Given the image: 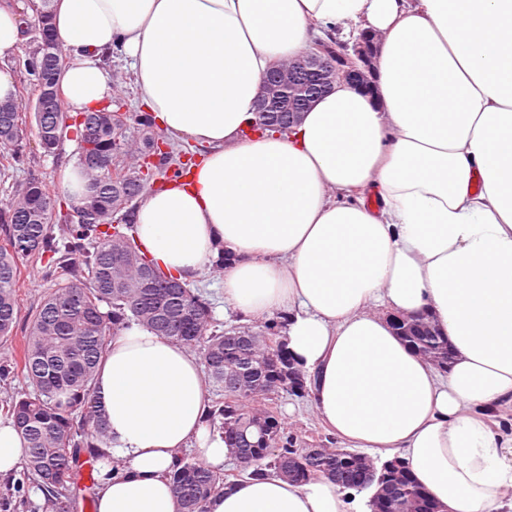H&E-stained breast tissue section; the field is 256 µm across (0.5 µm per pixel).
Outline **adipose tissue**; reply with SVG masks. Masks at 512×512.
<instances>
[{"label": "adipose tissue", "instance_id": "adipose-tissue-1", "mask_svg": "<svg viewBox=\"0 0 512 512\" xmlns=\"http://www.w3.org/2000/svg\"><path fill=\"white\" fill-rule=\"evenodd\" d=\"M21 8L0 0V99L15 90ZM51 15L64 111L111 98L119 51L157 126L205 150L139 204L148 256L187 283L230 256L225 304L287 315V348L342 443L405 460L439 512H512V430L492 425L512 409V0H52ZM366 30L384 35L375 96L339 79L288 131L250 135L272 65ZM422 313L453 352L447 370L390 324ZM93 388L109 426L97 512H179V452L232 462L187 347L131 324ZM24 458L0 415V479ZM206 510L354 512L328 479L276 475Z\"/></svg>", "mask_w": 512, "mask_h": 512}]
</instances>
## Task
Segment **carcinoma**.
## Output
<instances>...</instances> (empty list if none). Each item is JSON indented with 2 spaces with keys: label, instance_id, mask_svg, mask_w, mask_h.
Returning a JSON list of instances; mask_svg holds the SVG:
<instances>
[{
  "label": "carcinoma",
  "instance_id": "carcinoma-1",
  "mask_svg": "<svg viewBox=\"0 0 512 512\" xmlns=\"http://www.w3.org/2000/svg\"><path fill=\"white\" fill-rule=\"evenodd\" d=\"M50 0L38 6L25 2L20 11L36 8L43 26L34 32L24 60L17 97L0 100L13 106L0 111V176L29 169L26 182L6 207L0 208V340L13 337L21 310L19 295L22 258L43 261L45 279L54 288L43 296L26 326L20 355L0 363V377L20 374L33 392L13 399L8 414L26 444L22 478L16 482L18 505L28 502V483L45 497L51 512H78L71 484L83 466L94 468L91 452L108 439V427L93 395V380L109 340L133 323L195 350L208 377L223 392L214 401L211 419H219L225 441L238 458L237 476L265 477L282 473L296 482L320 475L344 489L350 484L349 451L313 448L301 458L290 447V434L269 403L281 392L303 394V374L288 352L277 320L262 329L219 328L211 303L197 288L169 276L143 251L129 231L134 228L135 200L149 179L142 162L150 155L152 175L164 180L183 176L179 148L156 128L148 111L124 112L120 97L94 112H38L33 117L41 148L51 153L67 135L78 143V164L87 179L81 204L56 208L47 184L35 173L27 152L29 126L17 99L27 89L36 100L58 90L57 76L65 55L50 26ZM288 114L256 113L251 132L288 130ZM168 146L162 152L157 142ZM59 232H54V226ZM424 356L445 360L448 342L437 336H414ZM367 462L383 477L385 493L399 512L419 509L415 480L404 478L406 462L395 456ZM180 512H206L210 496L230 488L228 474L202 460L180 454L171 474Z\"/></svg>",
  "mask_w": 512,
  "mask_h": 512
}]
</instances>
